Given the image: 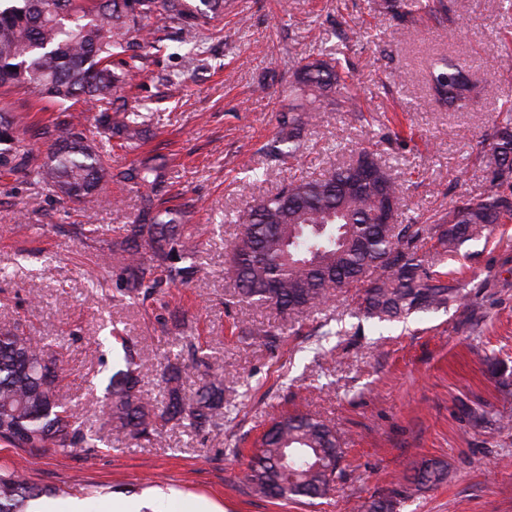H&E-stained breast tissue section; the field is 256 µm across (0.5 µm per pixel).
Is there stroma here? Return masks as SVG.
Instances as JSON below:
<instances>
[{
	"instance_id": "obj_1",
	"label": "stroma",
	"mask_w": 512,
	"mask_h": 512,
	"mask_svg": "<svg viewBox=\"0 0 512 512\" xmlns=\"http://www.w3.org/2000/svg\"><path fill=\"white\" fill-rule=\"evenodd\" d=\"M412 24L382 0H233L224 28L198 68L178 42L150 57L130 108L154 115L151 139L120 169L164 156L170 206L187 204L185 226L199 243L197 280L141 303L121 298L123 272L105 253L120 243L139 205L134 191L107 182L103 194L71 202L42 185L0 175V331L37 337L62 367L57 398L77 426L107 432L105 386L132 347L144 397L162 401L167 367L186 389L200 380L192 351L223 375L226 409L218 428L166 423L157 440H133L87 458L82 448L35 453L0 444V468L21 467L50 489L54 512H101L121 501L135 512H168L172 500L205 499L217 512H365L397 493L399 512H512V430L475 423L469 410L512 416V396L486 358L512 361V220L489 242L470 241L449 261L468 282L467 302L377 322L359 310L361 286L344 289L299 320L241 300L226 273L237 212L295 177L316 178L367 151L401 185L406 216L434 223L458 197L489 188L476 157L492 116L512 104V11L501 0H443ZM342 48L354 105L316 113L303 149L268 159L284 105L307 99L288 83L299 62ZM446 54L491 96L461 111L435 104L424 75ZM183 73L184 84L168 75ZM0 106L51 124L58 106L0 89ZM93 224V235L82 234ZM310 412L330 419L345 451L329 497L277 501L248 484L246 457L272 419ZM446 474L416 489L415 467Z\"/></svg>"
}]
</instances>
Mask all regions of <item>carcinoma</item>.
Segmentation results:
<instances>
[{
  "mask_svg": "<svg viewBox=\"0 0 512 512\" xmlns=\"http://www.w3.org/2000/svg\"><path fill=\"white\" fill-rule=\"evenodd\" d=\"M229 0H0V89L30 88L66 112L53 133L45 160L38 164L21 141L29 132L23 118L6 119L0 109V174H20L49 185L70 200H83L108 175V153L94 144L135 149L150 136L151 114L131 111L128 92L144 72L145 44L161 51L150 21L162 16L176 25L179 42L196 52L213 22L224 17ZM429 8L423 0H384V9L404 20ZM341 51L307 61L294 82L318 93L326 105L341 107L336 91L347 89L340 70ZM425 80L430 95L456 111L469 105L477 84L449 56L432 59ZM81 103L78 113L71 108ZM312 120L309 110L282 109L267 156H296L300 131ZM489 152L490 188L476 198L455 202L436 224L400 222L403 195L385 167L369 153L317 179L288 182L244 210L230 250L229 274L251 304L267 306L290 319L315 310L329 296L366 284L361 307L380 321L406 319L416 312L447 308L464 300L468 283L442 279L434 270L455 258L469 241L486 239L493 226L512 216V107L499 112L481 140ZM372 178L351 195L346 187L364 174ZM113 177L139 193L134 224L118 251L125 278L122 295L149 299L158 289L191 282L197 274L196 242L185 232L187 213L162 206L166 163H133ZM434 239L432 252L419 241ZM127 381L108 383L113 430L126 439L159 435V425L185 419L200 431L224 410V379L207 375L191 393L179 377L167 379V396L153 403L138 390L131 350L124 351ZM57 359L44 345L17 330L0 332V442L13 448L84 447L98 439L73 426L71 412L56 398ZM343 449L334 425L310 414L274 420L254 443L246 478L255 492L283 501L325 497L341 475ZM442 470L424 464L411 483L430 487ZM49 491L30 484L16 470H0V512H24L26 504ZM391 496L370 501L367 512H396Z\"/></svg>",
  "mask_w": 512,
  "mask_h": 512,
  "instance_id": "1",
  "label": "carcinoma"
}]
</instances>
